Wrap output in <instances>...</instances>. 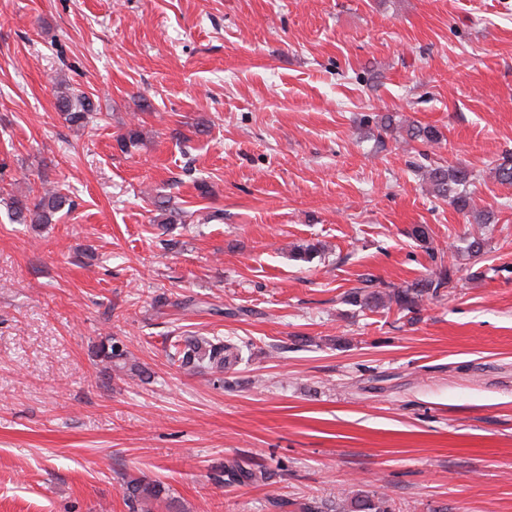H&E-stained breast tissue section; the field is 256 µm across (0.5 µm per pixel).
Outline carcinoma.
<instances>
[{"label":"carcinoma","mask_w":512,"mask_h":512,"mask_svg":"<svg viewBox=\"0 0 512 512\" xmlns=\"http://www.w3.org/2000/svg\"><path fill=\"white\" fill-rule=\"evenodd\" d=\"M57 108L64 120L77 127L87 123L90 112L94 110L91 99L85 95L74 98L65 89L57 95ZM380 128L384 132L406 135L410 140L427 144H438L442 133L434 126L422 124H403L394 116L381 119ZM142 141V132L138 128H130L118 140L119 150L123 153L137 147ZM474 175L466 167L438 165L428 171V181L433 196L449 203L453 208L464 214L473 210V196L470 186ZM74 207V201L62 192L59 186L43 187L35 197L27 195L14 197L11 201L13 220L19 224H51L56 214ZM486 247V240L480 236L469 235L464 238L461 253L470 259L480 257ZM321 252L320 245L308 243L291 249L292 257L311 262ZM455 275V268L444 262L432 270L428 276L405 287L391 289H374L367 285L354 288L341 297L343 303L371 312L377 309H396L400 313L414 314L418 312L424 300L436 298L448 288ZM249 344L219 336H178L170 345L168 357L172 363L188 371L206 373L214 378L219 385H224V370L243 360V350ZM107 369H115L135 379L143 378L145 370L122 348L120 343L110 337L101 342L96 351ZM272 478L271 472L264 466L249 464L239 459L224 461L220 469L212 476L213 481L224 485H267ZM123 496L131 512H155L161 503L167 509L175 508L171 501H165L163 488L153 482L138 477L124 479ZM298 512H391L389 500L381 495L357 493L352 497H340L330 504L316 502L300 503Z\"/></svg>","instance_id":"1"}]
</instances>
